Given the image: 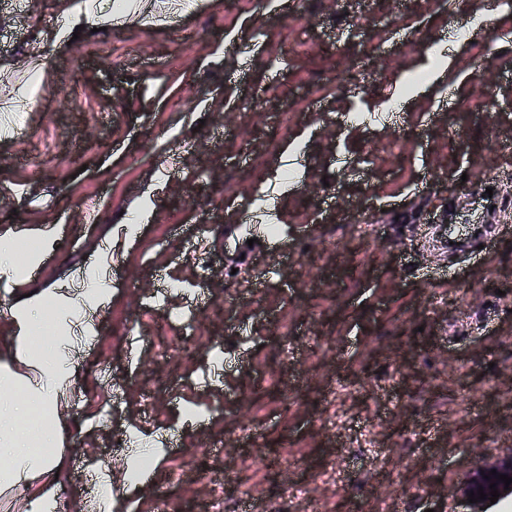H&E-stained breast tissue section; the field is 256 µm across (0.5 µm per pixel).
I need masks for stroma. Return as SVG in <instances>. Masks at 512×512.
I'll use <instances>...</instances> for the list:
<instances>
[{"label": "stroma", "mask_w": 512, "mask_h": 512, "mask_svg": "<svg viewBox=\"0 0 512 512\" xmlns=\"http://www.w3.org/2000/svg\"><path fill=\"white\" fill-rule=\"evenodd\" d=\"M121 2L117 22L91 0L61 49L68 0H0V228L40 256L28 282L0 277V307L51 288L72 306L113 246L110 299L91 343L73 332L79 375L46 426L60 465L0 485V512L50 489L97 512L96 475L121 474L129 433L176 444L147 493L117 486V512H471L465 473L512 448V45L489 47L512 11L490 0L481 29L471 0ZM442 47L446 101L404 88ZM271 98L287 111L254 109ZM390 105L394 123L346 122ZM289 145L281 244L254 242L252 274H234L226 230ZM442 197L446 224H490L481 247L442 249ZM367 206L385 209L370 236Z\"/></svg>", "instance_id": "35a3bbf8"}]
</instances>
